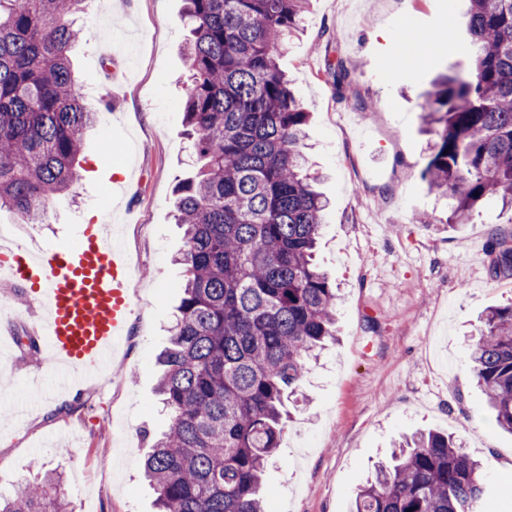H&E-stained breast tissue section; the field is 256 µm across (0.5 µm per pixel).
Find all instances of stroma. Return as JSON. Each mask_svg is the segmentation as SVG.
Instances as JSON below:
<instances>
[{"mask_svg":"<svg viewBox=\"0 0 512 512\" xmlns=\"http://www.w3.org/2000/svg\"><path fill=\"white\" fill-rule=\"evenodd\" d=\"M184 0H87L74 57L77 92L108 126L90 128L80 177L43 224L14 225L27 250L78 247L85 224L113 212L135 265L137 302L122 359L77 389L56 392L43 356L0 365V390L33 374L42 390L27 410L0 400V492L31 480L30 462L63 474L72 512H154L142 464L168 420L157 400L156 357L187 277L172 211L188 176L191 141L181 100L189 34ZM469 0H308L297 38L278 58L311 112L308 155L327 201L317 261L340 289L337 345L301 382L294 412L265 475L269 512H350L354 497L402 435L459 436L493 487L512 486V433L490 417L468 358L484 312L512 299L493 278L486 244L512 213L485 199L472 222L448 224V201L420 172L431 142L420 103L460 41L423 48L413 69L408 35L460 28ZM344 61L371 109L340 99L326 74Z\"/></svg>","mask_w":512,"mask_h":512,"instance_id":"35a3bbf8","label":"stroma"}]
</instances>
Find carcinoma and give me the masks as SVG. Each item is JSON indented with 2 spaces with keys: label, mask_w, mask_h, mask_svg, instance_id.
Returning <instances> with one entry per match:
<instances>
[{
  "label": "carcinoma",
  "mask_w": 512,
  "mask_h": 512,
  "mask_svg": "<svg viewBox=\"0 0 512 512\" xmlns=\"http://www.w3.org/2000/svg\"><path fill=\"white\" fill-rule=\"evenodd\" d=\"M86 0H0V209L43 224L77 178L100 113L76 90L72 54ZM307 0H185L190 75L184 121L197 172L177 186L179 261L188 278L161 356L167 430L144 471L157 512H267L266 468L280 448L309 361L336 340L338 294L314 255L325 202L304 153L309 113L278 55ZM467 62L423 101L434 135L421 178L465 224L480 201L512 210V0H471ZM338 93L370 111L350 72ZM512 228L488 241L491 271L512 277ZM471 371L495 423L512 432V303L487 310ZM62 476L0 494V512H68ZM487 483L454 435L405 440L358 493L355 512H471Z\"/></svg>",
  "instance_id": "obj_1"
}]
</instances>
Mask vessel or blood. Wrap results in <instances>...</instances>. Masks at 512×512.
Instances as JSON below:
<instances>
[{"mask_svg":"<svg viewBox=\"0 0 512 512\" xmlns=\"http://www.w3.org/2000/svg\"><path fill=\"white\" fill-rule=\"evenodd\" d=\"M20 286H35L45 346L59 373L61 390L73 388L72 370L94 368L119 357L134 312L132 268L121 246L102 225H87L74 250L18 252L5 271Z\"/></svg>","mask_w":512,"mask_h":512,"instance_id":"vessel-or-blood-1","label":"vessel or blood"}]
</instances>
